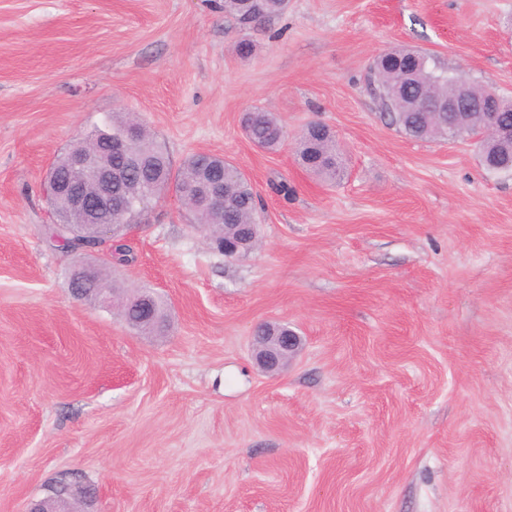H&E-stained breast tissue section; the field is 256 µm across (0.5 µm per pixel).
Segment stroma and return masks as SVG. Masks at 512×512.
<instances>
[{"mask_svg": "<svg viewBox=\"0 0 512 512\" xmlns=\"http://www.w3.org/2000/svg\"><path fill=\"white\" fill-rule=\"evenodd\" d=\"M395 47L512 97V0H289L247 27L224 0H0V512L63 478L89 512H512V172L391 124L369 68ZM255 107L279 150L245 136ZM123 111L257 195L235 258L171 191L130 237L110 276L162 300L161 334L76 299L97 257L47 232L48 164ZM311 122L339 183L295 161ZM261 323L302 338L279 372ZM243 129L249 141L261 149L274 151L282 143V127L271 112L254 108L246 112Z\"/></svg>", "mask_w": 512, "mask_h": 512, "instance_id": "1", "label": "stroma"}]
</instances>
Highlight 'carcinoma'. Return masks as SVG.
Returning a JSON list of instances; mask_svg holds the SVG:
<instances>
[{"instance_id":"1","label":"carcinoma","mask_w":512,"mask_h":512,"mask_svg":"<svg viewBox=\"0 0 512 512\" xmlns=\"http://www.w3.org/2000/svg\"><path fill=\"white\" fill-rule=\"evenodd\" d=\"M288 0H224V14L249 26L284 12ZM374 90L391 124L405 135L415 139L448 138L447 117L437 112H427L424 105L453 94L455 84L464 78L460 72L449 73L448 68L434 57L406 48H396L376 58L372 67ZM486 88L470 83L469 119L461 126L458 137L465 138L482 129L486 139L480 143L481 164L489 171H512V147H505L494 139V123L512 125V98L505 97L499 112H486L483 96ZM132 124L130 114L112 113V121L103 129L95 130L91 138L73 144L75 149L96 146L104 136L120 137ZM243 129L249 141L264 150L274 151L282 143V127L274 115L261 108H254L244 116ZM139 166L129 176L112 185V194L127 199L132 209L126 213L112 212L102 218L105 224H133L140 221L150 202L174 187L184 204L189 206L196 224L221 222L225 232L235 238H245L248 224H258L256 194L245 176L226 160L215 158L213 169H224V215L217 214L202 201H192L188 192L205 180L197 161L190 157L178 169H173L169 155L144 126H139L129 141ZM296 156L300 165L322 182L334 184L343 176V163L336 151L335 135L324 125L311 123L300 133L296 142Z\"/></svg>"}]
</instances>
